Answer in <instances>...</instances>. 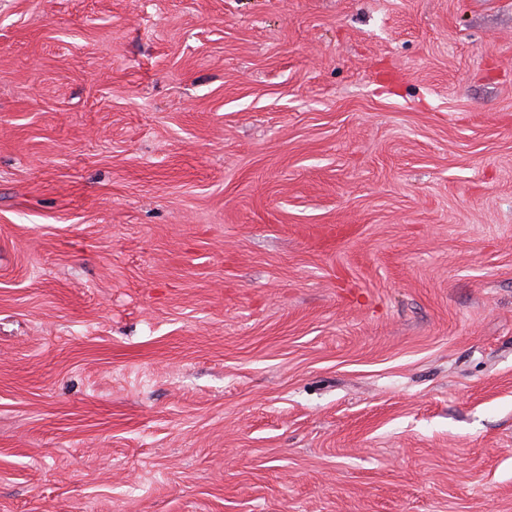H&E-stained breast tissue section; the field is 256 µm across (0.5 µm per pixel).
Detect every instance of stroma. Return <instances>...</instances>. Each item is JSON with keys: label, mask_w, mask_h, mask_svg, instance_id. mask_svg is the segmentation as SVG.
I'll list each match as a JSON object with an SVG mask.
<instances>
[{"label": "stroma", "mask_w": 512, "mask_h": 512, "mask_svg": "<svg viewBox=\"0 0 512 512\" xmlns=\"http://www.w3.org/2000/svg\"><path fill=\"white\" fill-rule=\"evenodd\" d=\"M0 512H512V0H0Z\"/></svg>", "instance_id": "stroma-1"}]
</instances>
